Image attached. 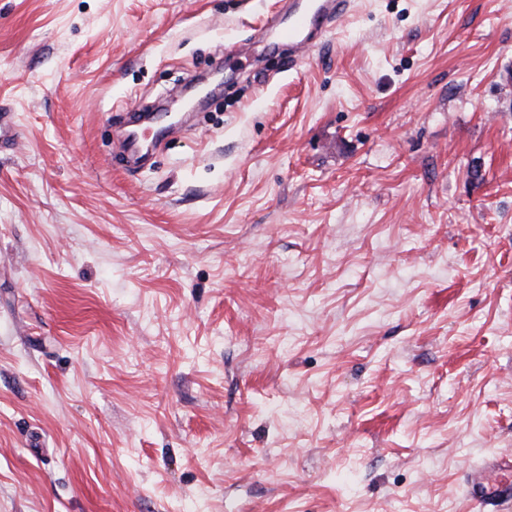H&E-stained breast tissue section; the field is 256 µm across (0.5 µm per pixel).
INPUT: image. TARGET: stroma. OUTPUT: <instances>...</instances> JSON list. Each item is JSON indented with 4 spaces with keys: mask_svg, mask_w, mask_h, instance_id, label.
Here are the masks:
<instances>
[{
    "mask_svg": "<svg viewBox=\"0 0 512 512\" xmlns=\"http://www.w3.org/2000/svg\"><path fill=\"white\" fill-rule=\"evenodd\" d=\"M287 21L0 0V512H497L512 0H355L299 57ZM470 493L477 501L512 500V483L508 479L492 477L487 471L471 475Z\"/></svg>",
    "mask_w": 512,
    "mask_h": 512,
    "instance_id": "35a3bbf8",
    "label": "stroma"
}]
</instances>
